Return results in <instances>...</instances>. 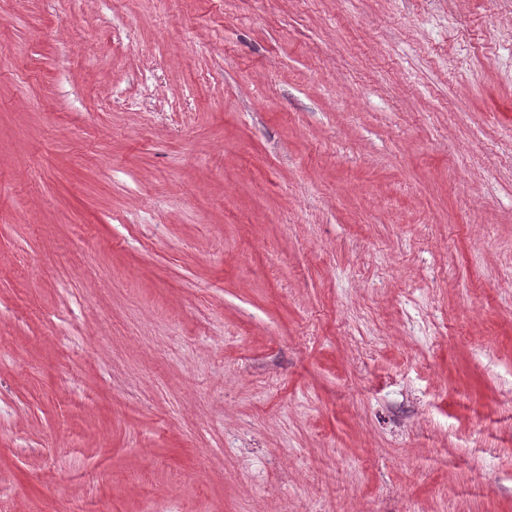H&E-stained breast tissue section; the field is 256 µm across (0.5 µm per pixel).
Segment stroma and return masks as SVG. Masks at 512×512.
<instances>
[{
	"label": "stroma",
	"instance_id": "1",
	"mask_svg": "<svg viewBox=\"0 0 512 512\" xmlns=\"http://www.w3.org/2000/svg\"><path fill=\"white\" fill-rule=\"evenodd\" d=\"M0 512H512V0H0Z\"/></svg>",
	"mask_w": 512,
	"mask_h": 512
}]
</instances>
